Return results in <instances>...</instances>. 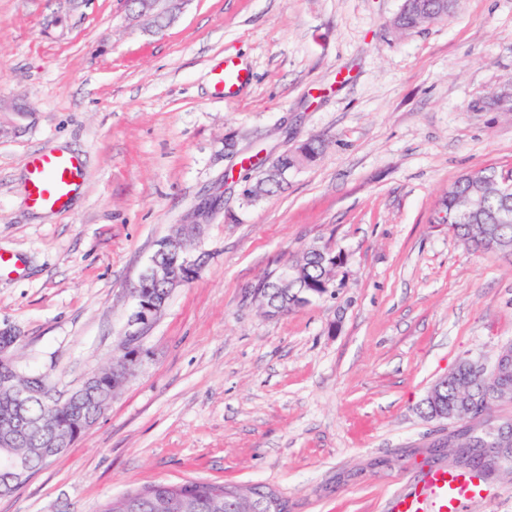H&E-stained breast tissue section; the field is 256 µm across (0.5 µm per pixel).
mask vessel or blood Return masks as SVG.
<instances>
[{
    "mask_svg": "<svg viewBox=\"0 0 512 512\" xmlns=\"http://www.w3.org/2000/svg\"><path fill=\"white\" fill-rule=\"evenodd\" d=\"M213 90L217 96L234 94L250 80L249 73L235 60H225L212 73ZM84 168L76 155L44 149L33 154L28 164L25 186L30 207L56 212L65 209L81 187ZM483 480L477 474L445 467L427 469L408 491L391 500V512H462L468 502L480 498Z\"/></svg>",
    "mask_w": 512,
    "mask_h": 512,
    "instance_id": "1",
    "label": "vessel or blood"
}]
</instances>
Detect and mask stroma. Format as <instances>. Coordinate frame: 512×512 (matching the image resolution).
<instances>
[{"label": "stroma", "instance_id": "stroma-1", "mask_svg": "<svg viewBox=\"0 0 512 512\" xmlns=\"http://www.w3.org/2000/svg\"><path fill=\"white\" fill-rule=\"evenodd\" d=\"M403 0H189L163 33L124 0H0V329L16 367L69 393L121 356L159 242L199 223V276L142 333L111 407L0 512H97L157 482L265 485L290 512H388L434 442L419 406L464 357L512 343V258L439 217L448 187L512 171V0H457L398 32ZM61 27H48L52 15ZM251 80L219 99L211 71ZM233 138L270 163L325 147L243 204ZM52 148L85 179L30 207ZM342 251L331 295L277 316L247 295L307 246ZM83 180L84 168L78 156L55 149L38 151L28 164L26 201L39 210L61 211Z\"/></svg>", "mask_w": 512, "mask_h": 512}]
</instances>
